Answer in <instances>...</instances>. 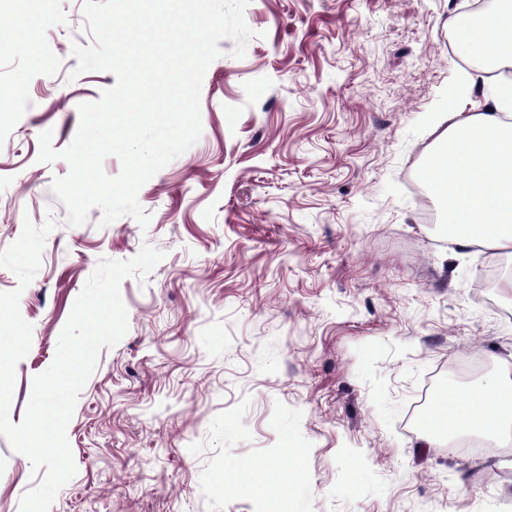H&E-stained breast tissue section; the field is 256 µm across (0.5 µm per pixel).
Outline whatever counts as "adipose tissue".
<instances>
[{
	"instance_id": "ef3b65f1",
	"label": "adipose tissue",
	"mask_w": 512,
	"mask_h": 512,
	"mask_svg": "<svg viewBox=\"0 0 512 512\" xmlns=\"http://www.w3.org/2000/svg\"><path fill=\"white\" fill-rule=\"evenodd\" d=\"M470 29L485 36L499 64L512 67V13H478ZM512 82L490 98L466 99L438 115L437 147L420 170L438 196L445 237L458 250L512 247ZM449 437L490 439L512 431V377L503 376L467 391L449 388L435 401Z\"/></svg>"
}]
</instances>
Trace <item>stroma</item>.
<instances>
[{
  "label": "stroma",
  "mask_w": 512,
  "mask_h": 512,
  "mask_svg": "<svg viewBox=\"0 0 512 512\" xmlns=\"http://www.w3.org/2000/svg\"><path fill=\"white\" fill-rule=\"evenodd\" d=\"M459 0H250L255 31L202 82L201 137L141 186L129 216L66 225L51 191L81 104L112 87L76 74L82 0H0V252L55 217L26 288L32 327L15 369L21 423L101 258L164 257L120 286L128 330L102 348L66 435L75 476L49 512H512V439L466 455L421 444L425 390L458 385L480 354L512 359V291L475 290L488 258L450 254L414 190L436 113L471 89ZM272 464L250 489L242 463ZM41 481L0 436V512Z\"/></svg>",
  "instance_id": "1"
}]
</instances>
